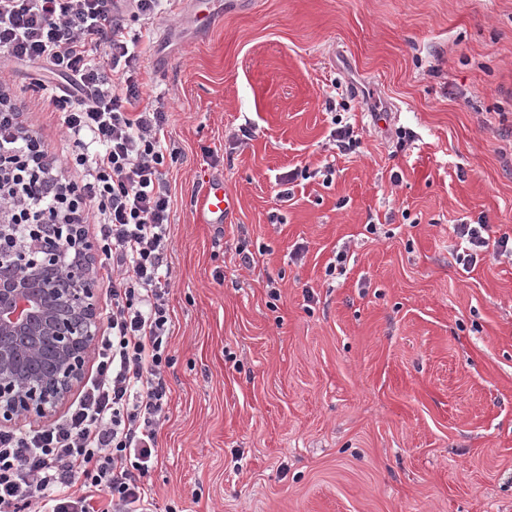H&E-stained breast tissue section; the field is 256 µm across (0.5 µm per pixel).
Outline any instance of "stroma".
<instances>
[{
	"instance_id": "1",
	"label": "stroma",
	"mask_w": 512,
	"mask_h": 512,
	"mask_svg": "<svg viewBox=\"0 0 512 512\" xmlns=\"http://www.w3.org/2000/svg\"><path fill=\"white\" fill-rule=\"evenodd\" d=\"M252 2L128 21L175 152L156 512H512V262L463 269L453 232L512 235V0ZM0 82L60 152L51 75ZM337 114L354 152L326 146ZM210 179L235 201L221 224L196 212Z\"/></svg>"
}]
</instances>
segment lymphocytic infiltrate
<instances>
[{
    "label": "lymphocytic infiltrate",
    "instance_id": "obj_1",
    "mask_svg": "<svg viewBox=\"0 0 512 512\" xmlns=\"http://www.w3.org/2000/svg\"><path fill=\"white\" fill-rule=\"evenodd\" d=\"M169 0H0V63L39 62L58 77L70 158L81 183L0 90V151L21 156L34 177L0 196L22 222L54 215L98 225L111 307L94 373L67 412L48 426L0 430V512H153L149 475L167 417L163 376L172 361L171 272L167 251L172 196L163 169L164 105L135 110L139 63L126 16L149 21ZM457 260L482 253L512 259V236L492 237L485 221L455 225Z\"/></svg>",
    "mask_w": 512,
    "mask_h": 512
}]
</instances>
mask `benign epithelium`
Here are the masks:
<instances>
[{
    "mask_svg": "<svg viewBox=\"0 0 512 512\" xmlns=\"http://www.w3.org/2000/svg\"><path fill=\"white\" fill-rule=\"evenodd\" d=\"M0 155V194L17 190ZM95 246L66 216L18 224L0 210V428L53 417L82 383L100 337Z\"/></svg>",
    "mask_w": 512,
    "mask_h": 512,
    "instance_id": "7a95c632",
    "label": "benign epithelium"
}]
</instances>
